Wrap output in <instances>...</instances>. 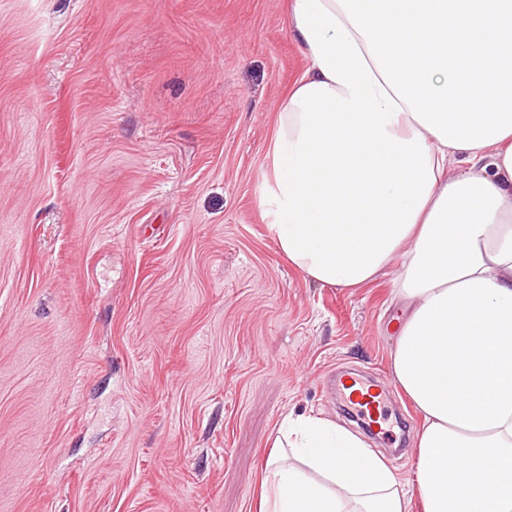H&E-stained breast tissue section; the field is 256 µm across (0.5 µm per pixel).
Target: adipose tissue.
I'll return each instance as SVG.
<instances>
[{"label": "adipose tissue", "instance_id": "ef3b65f1", "mask_svg": "<svg viewBox=\"0 0 512 512\" xmlns=\"http://www.w3.org/2000/svg\"><path fill=\"white\" fill-rule=\"evenodd\" d=\"M288 25L310 64L271 143L268 231L323 285L397 265L391 370L422 425L408 490L356 434L286 416L258 512H512V0H290Z\"/></svg>", "mask_w": 512, "mask_h": 512}]
</instances>
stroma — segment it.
Masks as SVG:
<instances>
[{
	"mask_svg": "<svg viewBox=\"0 0 512 512\" xmlns=\"http://www.w3.org/2000/svg\"><path fill=\"white\" fill-rule=\"evenodd\" d=\"M288 0H0V512H256L287 414L412 484L391 276L312 281L260 194L309 64ZM343 396L362 419H370L371 423L382 429L387 420V406L383 390L367 385L363 380L350 379L343 385Z\"/></svg>",
	"mask_w": 512,
	"mask_h": 512,
	"instance_id": "1",
	"label": "stroma"
}]
</instances>
